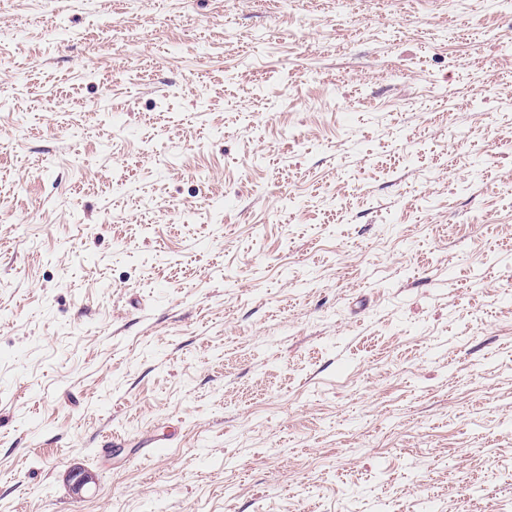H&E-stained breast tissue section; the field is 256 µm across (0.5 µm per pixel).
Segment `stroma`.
Returning a JSON list of instances; mask_svg holds the SVG:
<instances>
[{
  "label": "stroma",
  "mask_w": 512,
  "mask_h": 512,
  "mask_svg": "<svg viewBox=\"0 0 512 512\" xmlns=\"http://www.w3.org/2000/svg\"><path fill=\"white\" fill-rule=\"evenodd\" d=\"M0 512H512V0H0Z\"/></svg>",
  "instance_id": "35a3bbf8"
}]
</instances>
